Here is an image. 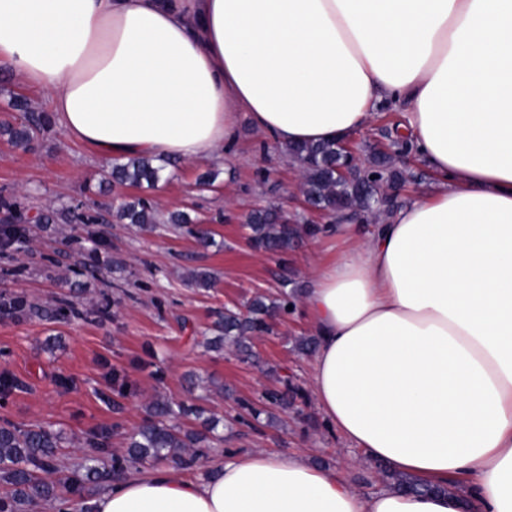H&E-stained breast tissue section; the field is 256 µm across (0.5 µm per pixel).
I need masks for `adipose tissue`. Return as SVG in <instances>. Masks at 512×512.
I'll return each instance as SVG.
<instances>
[{
  "label": "adipose tissue",
  "instance_id": "obj_1",
  "mask_svg": "<svg viewBox=\"0 0 512 512\" xmlns=\"http://www.w3.org/2000/svg\"><path fill=\"white\" fill-rule=\"evenodd\" d=\"M0 65L100 155L223 157L379 107L432 175L309 275L317 407L364 459L442 493L361 494L292 451L107 484L95 512H512V0H0Z\"/></svg>",
  "mask_w": 512,
  "mask_h": 512
}]
</instances>
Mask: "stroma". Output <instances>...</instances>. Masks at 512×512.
<instances>
[{
    "label": "stroma",
    "mask_w": 512,
    "mask_h": 512,
    "mask_svg": "<svg viewBox=\"0 0 512 512\" xmlns=\"http://www.w3.org/2000/svg\"><path fill=\"white\" fill-rule=\"evenodd\" d=\"M49 111L46 93L0 73V123L13 121V99ZM401 122L399 112L381 108L376 121L354 136L361 162L387 147ZM107 164L87 145L71 140L59 125L24 151L0 134V199L20 201L33 210L61 208L69 200L95 198L102 207L117 198L139 195L123 186L99 194V174ZM215 181L200 187L201 173ZM297 165L285 150L240 119V140L223 163L181 161L166 168L148 190L159 219L169 212H190L211 230L214 243L198 246L188 231L165 227L147 232L133 224H29L28 245L0 250V292L25 295L41 305L65 298L82 310L79 318L46 319L0 314V421L44 424L70 440L60 450L65 475H73L79 443L108 430L112 451L124 448L122 435L141 422L153 398L187 400L185 377L195 374L230 389L211 395L207 408L224 420L226 440L212 458L245 451H299L322 468L342 470L353 490L370 492L382 481L374 464L357 460L327 425L314 400L301 414L278 413L274 421L235 422L236 401L257 399L276 383L275 369L289 367L307 385L311 354L299 352L297 340L313 329L301 312L286 315L270 336L255 339L259 362H240L232 353L205 351L203 343L217 312L244 304L257 294L278 289L277 266L247 244L243 226L250 210L276 204L302 211L304 198ZM202 266L216 274L209 290L189 287L186 268ZM111 315H90L102 302Z\"/></svg>",
    "instance_id": "stroma-1"
}]
</instances>
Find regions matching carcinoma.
<instances>
[{
  "label": "carcinoma",
  "mask_w": 512,
  "mask_h": 512,
  "mask_svg": "<svg viewBox=\"0 0 512 512\" xmlns=\"http://www.w3.org/2000/svg\"><path fill=\"white\" fill-rule=\"evenodd\" d=\"M13 108L21 112L19 121L6 124L0 132L16 148L29 150L49 129L48 119L42 112L31 109L24 100H17ZM286 152L301 172V192L308 203L323 212L336 213L348 208L356 216L377 221L385 208L380 205L377 192L365 190V184L379 186L389 181H407L414 178L408 168L395 166L388 157H375L368 165L356 170L349 179L336 174V167L344 161L340 142L336 140L310 144H298ZM164 164L155 163V158L139 156L125 162L115 161L103 170L99 186L114 183L151 188L157 183ZM4 208L21 224L8 229L11 242L26 241L25 209L16 203L0 201ZM280 207L270 205L255 209L247 215V228L252 248L274 259L278 264V281L281 291L276 297L257 294L241 308L226 309L217 314L211 331L213 338L206 342L207 349L221 352L229 348L236 356L249 362L254 359L252 338L260 334L274 333L277 317L289 313L288 306L295 305L297 289L287 290L291 284L284 255L293 250L305 236L316 232L313 224L297 220L294 224L281 223ZM112 217L129 224L153 227L158 223L154 204L146 197H137L120 204ZM39 220L53 224L78 221L94 223L97 217L79 211L76 205L61 210L40 214ZM214 273L204 267L189 270L190 285L199 290L213 287ZM27 314L50 318L79 316L81 312L68 300H59L52 307H43L30 302L21 294H0V313ZM282 387L264 392L265 407L257 408L249 400L239 401L243 414L258 420L265 415L275 418V411H286L296 402L306 399L304 390L292 383L290 376L279 377ZM188 383L202 391L195 402L174 403L157 399L146 406L145 417L125 437V450L114 454L108 448L109 433L105 430L82 443L87 452L82 454L78 467L84 470V480L95 483L102 478L119 479L129 468L147 461L167 460L175 467L192 468L206 455V448L215 440L224 441L218 433L220 419L206 414L198 404L204 394L210 392L194 378ZM192 416L199 421L200 429L184 428L175 422ZM66 441L64 433L50 426L18 425L10 421L0 423V481L7 490L0 496V512H28L32 506L48 503L65 505L79 490L80 481L62 475L59 448ZM393 479V487L410 492H431L433 488L384 470Z\"/></svg>",
  "instance_id": "1"
}]
</instances>
